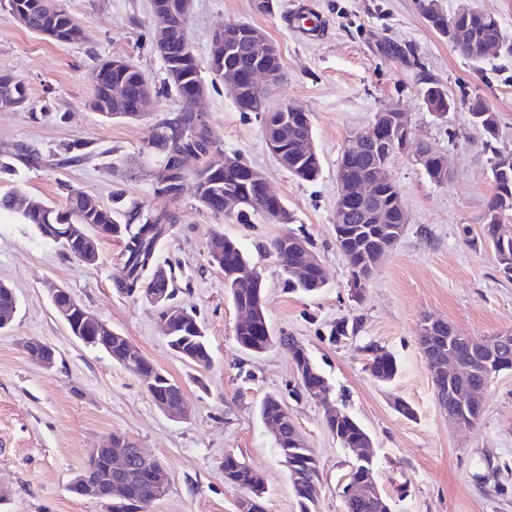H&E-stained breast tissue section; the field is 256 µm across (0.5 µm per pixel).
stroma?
Listing matches in <instances>:
<instances>
[{"mask_svg": "<svg viewBox=\"0 0 512 512\" xmlns=\"http://www.w3.org/2000/svg\"><path fill=\"white\" fill-rule=\"evenodd\" d=\"M302 2L278 0L265 14L255 0H193L186 26L202 61L214 32L229 22L251 23L277 46L281 78L270 102L309 115L321 160L317 180L303 182L283 169L267 146L260 114L238 111L223 86L209 88L200 108L225 154L265 174L293 215L289 224L259 215L242 224L203 208L193 160L178 198L157 191L150 173L161 158L145 144L159 123L176 117L181 102L165 91L152 0H57L87 33L72 44L35 34L0 8V74L22 80L28 95L25 107L0 111V191L15 188L60 205L68 190L79 189L106 206L118 192L116 219L133 226L142 214H171L157 260L174 275L172 304L197 315L212 356L206 369L182 359L169 346L158 307L119 289L124 239H102L98 263L86 266L19 213L0 212V282L19 301L15 319L0 330V491L9 495L7 512H109L105 502L77 497L68 486L91 450L115 435L168 472L169 492L148 512H239L245 492L224 480L228 452L262 478L265 512H299L273 432L258 414L269 393L283 400L319 463V512H344L354 454L327 428L322 405L299 389L287 346L258 355L239 346V313L223 271L208 261L216 231L234 240L260 274L273 332L305 346L337 408L370 435L375 477L391 512H512V370L487 388L480 422L458 429L435 400L419 345L426 316L474 337L512 332V279L484 234L495 193L490 162L512 154V55L474 64L428 25L417 0H310L322 22L303 34L293 21ZM114 56L140 69L156 91L139 120L110 121L89 106L90 73ZM431 86L444 89L455 109L442 117L431 112L424 98ZM478 100L496 115L497 140L486 141L472 124L470 106ZM392 106L411 130L407 149L389 164L408 224L357 292L336 246L337 170L350 137ZM422 141L446 156V181H431L417 164ZM287 233L308 240L323 265L326 284L317 295L290 292L265 250ZM50 281L180 384L189 417H167L136 375L72 336L48 299ZM343 320L357 323L356 333L334 336ZM30 339L55 349L52 370L28 354ZM374 346L398 362L391 382L369 372ZM400 398L414 418L396 411Z\"/></svg>", "mask_w": 512, "mask_h": 512, "instance_id": "obj_1", "label": "stroma"}]
</instances>
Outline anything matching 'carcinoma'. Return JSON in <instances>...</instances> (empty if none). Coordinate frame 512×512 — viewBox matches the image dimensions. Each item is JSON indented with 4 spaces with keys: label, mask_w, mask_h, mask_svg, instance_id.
I'll use <instances>...</instances> for the list:
<instances>
[{
    "label": "carcinoma",
    "mask_w": 512,
    "mask_h": 512,
    "mask_svg": "<svg viewBox=\"0 0 512 512\" xmlns=\"http://www.w3.org/2000/svg\"><path fill=\"white\" fill-rule=\"evenodd\" d=\"M179 0H166L168 13L165 17L154 16V23L166 24V42H157L167 73L166 87L174 93L182 103L180 113L172 120L159 124L147 147L164 154L162 165L152 172L158 185V190L173 197L179 195L181 182L186 175V164L194 158L208 155H222L224 151L216 145L210 136L204 116L193 111L189 101L205 85L204 74H209L211 80L223 77L221 70L229 66L246 77L254 67V58L247 42L236 39L224 42V39H213L210 55L206 63L197 62L187 57L185 43V19L178 8ZM14 9L26 14V29L39 32L51 28L60 37L62 43H74L86 38L84 29L65 10L58 7L54 0H13ZM456 25L467 30L468 40L460 49L466 58L481 62L485 60L484 46L490 41H502L504 50L512 53V35L502 28L499 19L484 10L468 18H460ZM93 98L90 107L104 118L111 119L122 114L124 105L134 104L140 97L147 94L150 84L144 73L131 64L122 70H115L102 62L91 72ZM243 90L248 103L238 106L239 111L254 110L263 114L264 121L271 123L279 115V109H274L268 103V91L259 90L249 83L243 84ZM428 108L444 115L454 108L455 103L439 87H430L425 91ZM0 100L11 101L23 106L27 101V90L22 81L0 74ZM474 126L483 133L486 139L498 137V126L495 113L477 101L470 107ZM313 135L312 125L301 120L288 122L284 130V138L288 144H293ZM504 155L499 154L491 167L492 178L496 193L488 205L486 236L492 244L496 259L503 273L512 277V235L503 230V217L512 211V161H503ZM378 159H385L381 147L369 143L357 157L349 172L353 177L360 174L367 166ZM288 172L296 179L311 182L318 178L321 172L320 158H296L289 161ZM198 184V202L202 207L216 215L224 214V183L228 182L231 173L224 171V166L204 162L195 171ZM251 212L260 214L276 224L293 222L292 214L286 205H279V211L272 210V204L259 194H252V200L244 204L238 214L243 216ZM22 219L32 225L38 233H43L48 224H101L112 225V235L122 237L128 231L129 225L119 224L114 218V210L102 205L95 197L78 189L67 193L65 203L61 206L41 199H32L25 209L21 210ZM172 224L169 215L155 214L143 217L137 231L129 236L125 245L126 273L119 288L125 294L133 296L144 293H161L166 297L172 296L170 289L172 278L167 269L156 263V248L160 239L169 231ZM398 219H392L390 224H362L353 221L342 225V241L340 250L349 265L350 284L358 287L362 274V264L365 256L380 248L389 238L397 235ZM211 240L216 243L223 241L232 244L231 254L243 267H251L250 260L235 241L224 237L221 232H214ZM269 252L276 258L279 267H295L303 264L302 256L282 250V239L276 238L269 244ZM154 271L150 278H144L146 270ZM224 277L229 279L228 288L231 299L236 307L255 304L258 295L262 294L261 280H256L243 287L233 286L234 278L230 271H224ZM284 283L293 292L315 294L323 285L315 279L306 280L291 275L285 277ZM195 315H190L184 321L176 336L170 343L182 351L181 357L200 367H208L211 363L210 349L206 336L196 326ZM236 339L244 350L261 354L274 344L288 346L296 367H304L308 375L304 381L308 384L326 382L325 377L311 360L307 351L297 348L299 341L292 336H275L268 324L266 316L262 315L257 326L246 324L236 329ZM396 358L383 349H373L370 358V372H378L383 382L392 381L398 373ZM157 389L165 393L170 401L180 402L184 398L181 389L167 376H157ZM286 406L274 393H268L262 399L259 413L262 419H284ZM328 429L336 435L341 445H353L354 441L367 435L363 427L352 417L345 414L342 418L328 425ZM281 455L288 458L290 469L298 475L294 492L298 498L300 512H318V487L320 485L319 465L311 451L307 448L302 436L294 435L293 428H288V436L277 444ZM150 464L132 456L129 469L124 476V491L121 497L112 499V512H147L155 502L167 495L160 491L147 478ZM224 481L242 489H249L252 471L241 458L233 453L224 454ZM82 488L86 498L97 499L108 484V474L103 458L90 460L85 468L74 476ZM379 490L372 489L366 498H348L344 500V512H376L375 501Z\"/></svg>",
    "instance_id": "cac0c4a2"
}]
</instances>
